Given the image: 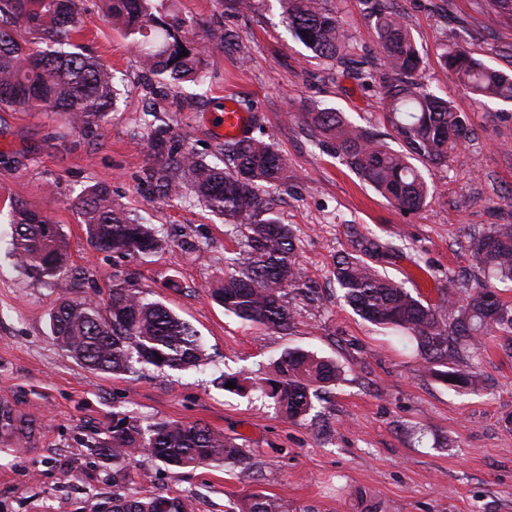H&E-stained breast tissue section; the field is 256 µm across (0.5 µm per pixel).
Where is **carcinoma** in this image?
Instances as JSON below:
<instances>
[{
  "label": "carcinoma",
  "instance_id": "1",
  "mask_svg": "<svg viewBox=\"0 0 512 512\" xmlns=\"http://www.w3.org/2000/svg\"><path fill=\"white\" fill-rule=\"evenodd\" d=\"M106 18L137 48L144 66L169 86L196 82L208 46L196 38L189 20L172 13L161 19L153 0H104ZM326 0H278L292 36L315 56L343 54L345 30ZM83 0H0V109L52 112L86 136L95 135L112 111L116 89L111 71L70 43ZM374 28L386 67L394 75L385 87V120L400 144L394 150L368 129L347 121L334 108L301 113L318 145L331 147L343 164L403 211L426 204L430 189L414 162H448L450 151L468 134L466 118L452 102L418 81L421 59L408 26L397 12L378 9ZM224 52L242 54L239 36L224 30ZM188 55L183 56L181 52ZM452 83L467 92L512 103V76L487 66L461 44L442 53ZM225 163L206 162L181 150L166 124L151 131L150 153L141 179L160 199L193 191L208 209L231 226L240 247L233 272L214 290L224 311L250 325L287 331L294 322L287 289L310 290L289 225L281 222L268 189L288 182L285 159L273 142L254 136L224 141ZM72 208L86 224L92 245L104 252L145 257L161 248L153 228L139 222L95 185L76 197ZM12 251L27 276L61 284L68 261L66 238L57 224L22 203L11 209ZM355 254L336 261L334 277L347 304L363 319L414 340L426 368L457 390L471 389L476 376L463 368L481 341L501 333L512 342V309L480 280L448 295L433 308L368 262L390 247L361 237ZM477 267L512 282V224H493L475 240ZM59 348L85 368L112 375L152 366L159 372L196 367L205 360L196 331L137 288L112 289L104 306L63 294L51 315ZM277 377L255 381L225 378L235 391L251 389L272 401L287 419L307 417L319 388L340 376L336 363L302 350L276 361ZM173 468L205 463L242 465L243 445L201 423L159 421L147 426L127 412L113 414L112 427L94 442L95 454L112 461V512H194L187 497H147L126 490L129 464L137 451ZM242 512H285L273 496L254 495Z\"/></svg>",
  "mask_w": 512,
  "mask_h": 512
}]
</instances>
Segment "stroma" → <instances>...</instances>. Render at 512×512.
I'll return each mask as SVG.
<instances>
[{"instance_id": "35a3bbf8", "label": "stroma", "mask_w": 512, "mask_h": 512, "mask_svg": "<svg viewBox=\"0 0 512 512\" xmlns=\"http://www.w3.org/2000/svg\"><path fill=\"white\" fill-rule=\"evenodd\" d=\"M193 21L210 45L203 77L177 89L169 111L146 114L151 77L136 50L104 18L102 0H84L73 43L116 76L119 95L97 136L62 116L0 110V401L38 420L28 448L0 443V512H98L112 496V464L92 454L116 411L143 424L200 422L243 444L251 469L212 463L173 469L147 456L128 468L143 496L185 495L195 512H239L254 495L280 498L288 512H512V350L484 338L470 358L479 383L457 391L433 377L416 343L364 321L344 302L336 258L366 235L396 246L383 264L423 304L438 306L455 285L480 274L471 246L492 224H512V104L449 82L443 47L464 45L512 72V19L486 0H327L346 30L347 56L363 68L314 58L289 33L277 0L238 12L233 0H165ZM405 17L422 60V80L450 100L472 131L447 165L423 166L435 190L419 210L390 204L320 147L298 114L333 107L389 141L384 119L383 53L372 13ZM235 31L246 56L224 53L217 38ZM245 100L261 118L252 134L272 140L288 164L275 190L311 293L289 290L291 330L275 332L225 314L212 297L225 260L238 250L223 219L194 193L164 201L140 180L152 124H168L181 148L205 161L223 140L210 122L225 98ZM95 184L163 242L147 257L96 250L71 202ZM23 202L58 224L69 243L62 285L31 280L11 256V204ZM145 291L189 323L207 359L186 371L151 367L113 376L68 357L51 335L60 291L105 304L113 286ZM299 348L336 360L340 381L319 391L312 412L284 419L258 393L224 390L221 377L272 378L273 362Z\"/></svg>"}]
</instances>
